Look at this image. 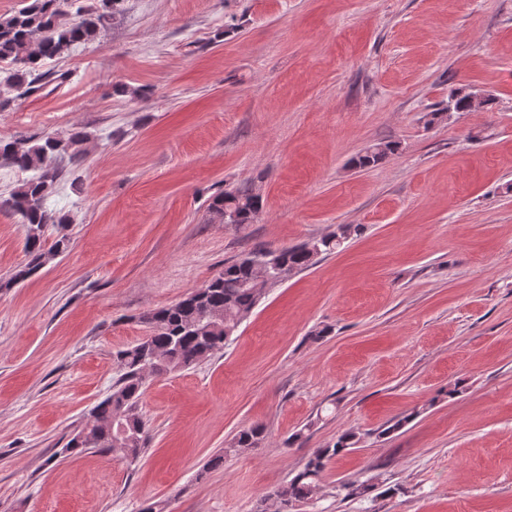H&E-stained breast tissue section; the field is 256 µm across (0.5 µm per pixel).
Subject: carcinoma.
Listing matches in <instances>:
<instances>
[{
	"label": "carcinoma",
	"instance_id": "1",
	"mask_svg": "<svg viewBox=\"0 0 512 512\" xmlns=\"http://www.w3.org/2000/svg\"><path fill=\"white\" fill-rule=\"evenodd\" d=\"M121 2L96 0L95 5H80L71 14L62 9L61 0H30L14 13L0 16V61L15 66L9 85L17 91V97H27L38 90L37 83L44 77L36 69L41 61L63 54L74 44L94 40ZM86 141V132L76 128L65 138L49 135L30 146L0 142V162L32 173L8 196L0 198V210L19 216L23 224L26 256L9 277L0 279L1 291L36 274L49 253L59 255L69 249L70 238L65 235L45 249L48 226L69 222L67 214L48 210L46 199L62 179L63 160L81 159ZM397 149L396 141H379L361 150L349 164L354 168L376 167ZM262 208V197L248 186L221 192L212 197L209 205L219 221L238 227L254 223ZM360 231L359 225L339 224L335 232L302 245L256 248L224 265L202 292H193L143 315L147 335L116 354L117 378L112 392L93 410L95 426L74 434L63 452L77 455L88 449L114 447L106 425L118 417L124 431L120 451L131 460L137 459L146 436V421L140 413L146 388L144 374L158 377L180 371L224 351L234 341L242 321L259 303L265 287L281 284L310 268ZM263 433L259 425L243 429L235 435L231 447L248 448L258 443ZM357 443L355 434L345 433L333 444L315 449L302 469L287 484L269 492L265 500L275 503L277 512H288L289 507L318 497L327 462ZM374 489L375 485L366 481H351L341 484L338 492L346 498L363 497Z\"/></svg>",
	"mask_w": 512,
	"mask_h": 512
}]
</instances>
